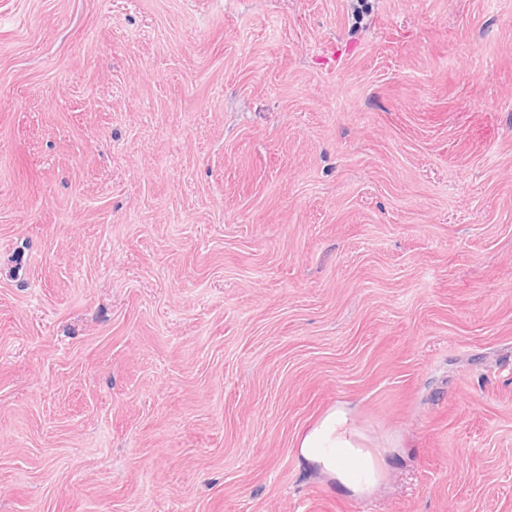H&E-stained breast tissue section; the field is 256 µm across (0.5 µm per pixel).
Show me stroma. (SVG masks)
<instances>
[{"instance_id": "stroma-1", "label": "stroma", "mask_w": 512, "mask_h": 512, "mask_svg": "<svg viewBox=\"0 0 512 512\" xmlns=\"http://www.w3.org/2000/svg\"><path fill=\"white\" fill-rule=\"evenodd\" d=\"M0 512H512V0H0ZM298 455L310 468L361 497L384 474V457L374 452L356 425L354 410L339 402L299 439Z\"/></svg>"}]
</instances>
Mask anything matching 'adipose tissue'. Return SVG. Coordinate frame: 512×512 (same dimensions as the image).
I'll list each match as a JSON object with an SVG mask.
<instances>
[{"mask_svg": "<svg viewBox=\"0 0 512 512\" xmlns=\"http://www.w3.org/2000/svg\"><path fill=\"white\" fill-rule=\"evenodd\" d=\"M298 455L310 468L361 497L384 474V458L370 449L348 404L337 403L300 438Z\"/></svg>", "mask_w": 512, "mask_h": 512, "instance_id": "adipose-tissue-1", "label": "adipose tissue"}]
</instances>
